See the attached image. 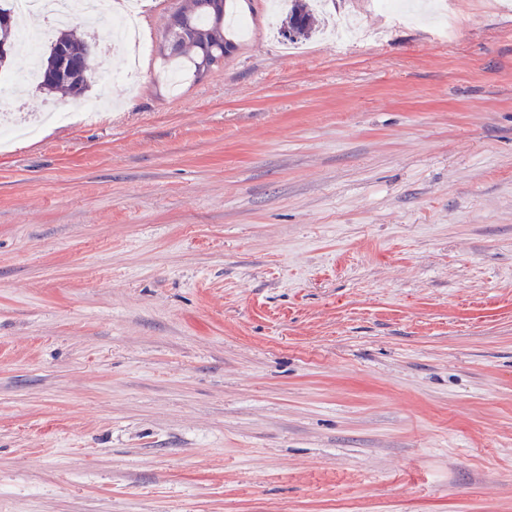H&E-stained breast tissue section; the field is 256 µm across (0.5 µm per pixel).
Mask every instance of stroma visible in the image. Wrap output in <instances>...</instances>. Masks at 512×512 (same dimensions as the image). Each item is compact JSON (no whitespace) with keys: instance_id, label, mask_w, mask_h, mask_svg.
<instances>
[{"instance_id":"obj_1","label":"stroma","mask_w":512,"mask_h":512,"mask_svg":"<svg viewBox=\"0 0 512 512\" xmlns=\"http://www.w3.org/2000/svg\"><path fill=\"white\" fill-rule=\"evenodd\" d=\"M324 0L172 97L0 68V512H512V0ZM457 18L459 32L440 27ZM289 2L287 28H284V32H288V39L291 41L308 37L314 30L316 18L311 13L307 1L290 0Z\"/></svg>"}]
</instances>
